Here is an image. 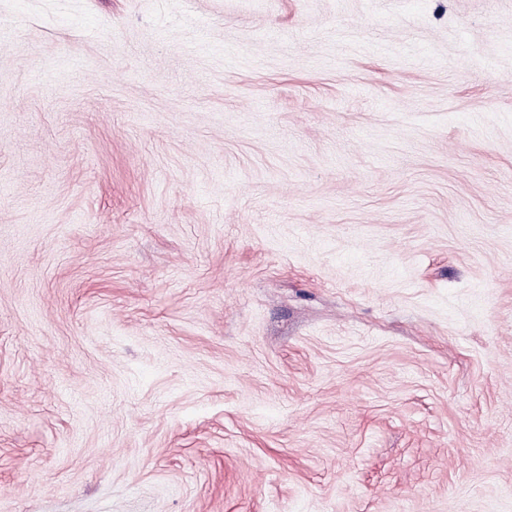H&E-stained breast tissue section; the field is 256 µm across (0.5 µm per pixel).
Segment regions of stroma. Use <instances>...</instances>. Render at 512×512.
<instances>
[{"mask_svg":"<svg viewBox=\"0 0 512 512\" xmlns=\"http://www.w3.org/2000/svg\"><path fill=\"white\" fill-rule=\"evenodd\" d=\"M0 512H512V0H0Z\"/></svg>","mask_w":512,"mask_h":512,"instance_id":"1","label":"stroma"}]
</instances>
